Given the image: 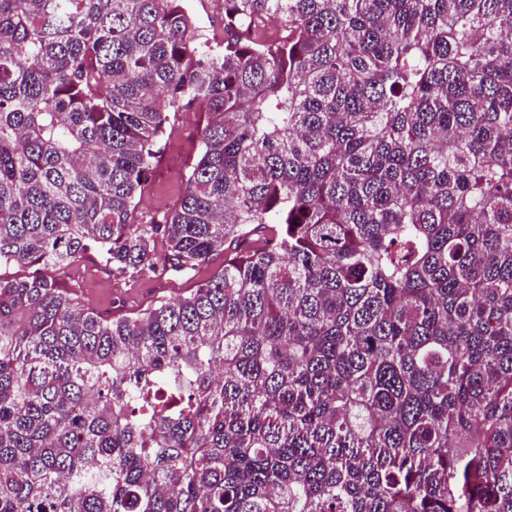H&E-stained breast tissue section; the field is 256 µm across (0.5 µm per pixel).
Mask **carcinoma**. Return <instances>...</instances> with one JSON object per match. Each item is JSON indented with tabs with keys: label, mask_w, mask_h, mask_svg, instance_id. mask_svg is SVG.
Instances as JSON below:
<instances>
[{
	"label": "carcinoma",
	"mask_w": 512,
	"mask_h": 512,
	"mask_svg": "<svg viewBox=\"0 0 512 512\" xmlns=\"http://www.w3.org/2000/svg\"><path fill=\"white\" fill-rule=\"evenodd\" d=\"M221 2L0 0V512H512V0ZM172 129H167L162 156L152 171L137 211L138 220L172 208L178 201L187 166L198 149L199 112H181ZM223 264L224 254L203 267L193 280L208 277ZM49 273L64 287L75 292L83 304L108 317L144 309L157 296H185L194 282L187 279L164 278L121 280L112 276L99 258L92 253L85 254L64 273L61 270Z\"/></svg>",
	"instance_id": "1"
}]
</instances>
